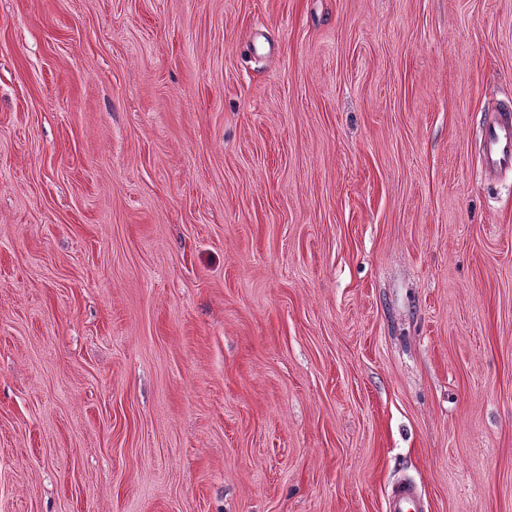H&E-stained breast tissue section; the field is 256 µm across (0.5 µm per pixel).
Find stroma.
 Wrapping results in <instances>:
<instances>
[{"label":"stroma","instance_id":"obj_1","mask_svg":"<svg viewBox=\"0 0 512 512\" xmlns=\"http://www.w3.org/2000/svg\"><path fill=\"white\" fill-rule=\"evenodd\" d=\"M512 0H0V512H512ZM482 157L489 174L512 171V116L509 112L487 123L482 138ZM419 496L412 482L400 484L388 499V512H417Z\"/></svg>","mask_w":512,"mask_h":512}]
</instances>
